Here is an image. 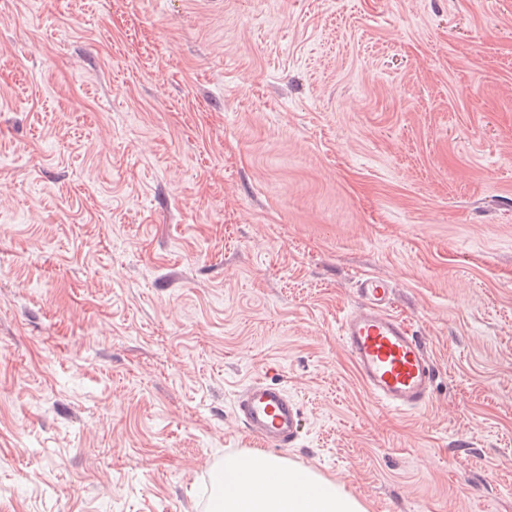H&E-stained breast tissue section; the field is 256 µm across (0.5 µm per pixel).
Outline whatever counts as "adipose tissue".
<instances>
[{
    "label": "adipose tissue",
    "instance_id": "obj_1",
    "mask_svg": "<svg viewBox=\"0 0 512 512\" xmlns=\"http://www.w3.org/2000/svg\"><path fill=\"white\" fill-rule=\"evenodd\" d=\"M212 482L211 512H367L342 486L264 452L225 456Z\"/></svg>",
    "mask_w": 512,
    "mask_h": 512
}]
</instances>
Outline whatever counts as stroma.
<instances>
[{
	"instance_id": "1",
	"label": "stroma",
	"mask_w": 512,
	"mask_h": 512,
	"mask_svg": "<svg viewBox=\"0 0 512 512\" xmlns=\"http://www.w3.org/2000/svg\"><path fill=\"white\" fill-rule=\"evenodd\" d=\"M258 378L367 512H512V0H0V512H208ZM356 305L343 317L339 336L367 390L397 411H415L431 400L436 369L425 342L394 311V284L363 274Z\"/></svg>"
}]
</instances>
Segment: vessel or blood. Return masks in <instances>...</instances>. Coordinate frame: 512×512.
I'll list each match as a JSON object with an SVG mask.
<instances>
[{
  "mask_svg": "<svg viewBox=\"0 0 512 512\" xmlns=\"http://www.w3.org/2000/svg\"><path fill=\"white\" fill-rule=\"evenodd\" d=\"M356 305L339 336L367 390L389 408L407 412L431 400L436 369L425 342L394 307L395 287L364 274L355 282ZM236 412L248 433L270 448L296 443L301 409L281 385L253 382L237 397Z\"/></svg>",
  "mask_w": 512,
  "mask_h": 512,
  "instance_id": "obj_1",
  "label": "vessel or blood"
}]
</instances>
